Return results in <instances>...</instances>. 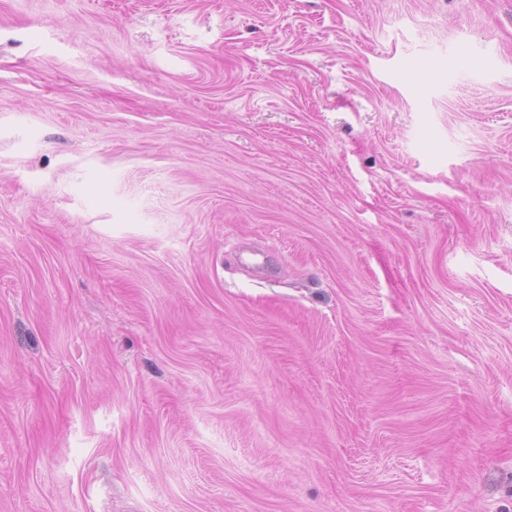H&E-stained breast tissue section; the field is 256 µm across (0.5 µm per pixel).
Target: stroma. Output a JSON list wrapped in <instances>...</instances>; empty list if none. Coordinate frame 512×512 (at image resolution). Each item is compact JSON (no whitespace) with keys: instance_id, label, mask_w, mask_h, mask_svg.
Returning a JSON list of instances; mask_svg holds the SVG:
<instances>
[{"instance_id":"obj_1","label":"stroma","mask_w":512,"mask_h":512,"mask_svg":"<svg viewBox=\"0 0 512 512\" xmlns=\"http://www.w3.org/2000/svg\"><path fill=\"white\" fill-rule=\"evenodd\" d=\"M0 512H512V0H0Z\"/></svg>"}]
</instances>
